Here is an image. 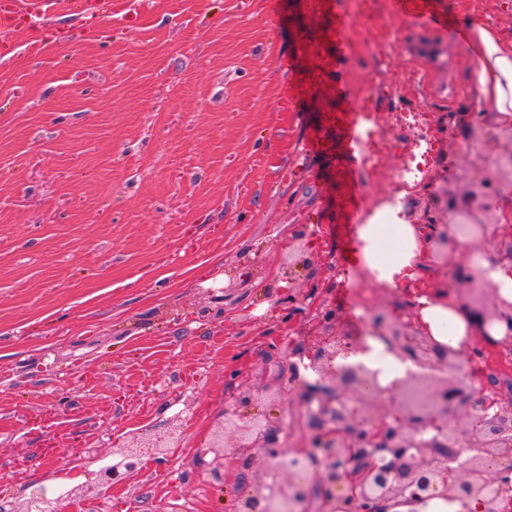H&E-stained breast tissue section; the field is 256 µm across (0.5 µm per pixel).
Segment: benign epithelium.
<instances>
[{
    "label": "benign epithelium",
    "instance_id": "1",
    "mask_svg": "<svg viewBox=\"0 0 512 512\" xmlns=\"http://www.w3.org/2000/svg\"><path fill=\"white\" fill-rule=\"evenodd\" d=\"M481 168L490 174L512 169V152L483 156ZM502 197L500 182L489 176L478 193L457 205L461 220L432 224L426 219L419 228L428 235L429 257H448L450 244L464 248L465 261L448 267L454 308L480 346L511 352L512 301L494 288L474 287L486 274L478 258L512 263V242L494 257L484 248L494 229L512 224L511 215L496 210L493 220H482ZM495 326L501 331L498 337L490 334ZM370 333L384 340L395 358L424 373L411 371L406 379L381 387L373 369L349 361L368 352L364 337L345 335L332 314H322L319 343L295 349L307 359L304 368L317 375L305 386L311 448L284 447L274 410L261 416L244 412L261 401H281V392L258 389L238 396L236 409L226 412L223 429L234 436V445L226 448L222 440L215 444L224 466L245 475L259 459L277 470L286 457L288 481L238 483L235 512H302L315 494L330 505V512H389L397 505L425 512L434 499L457 502L462 512H503L506 494L512 491V403L502 399L497 385L475 388L461 377V363L474 349H457L431 336L421 321L416 294L409 292L401 316L376 318ZM407 386L413 387V397L401 407L393 395ZM457 408L466 415L461 429L448 423V412ZM146 449L165 453L153 443L112 449L119 461L102 469L103 491L135 471Z\"/></svg>",
    "mask_w": 512,
    "mask_h": 512
}]
</instances>
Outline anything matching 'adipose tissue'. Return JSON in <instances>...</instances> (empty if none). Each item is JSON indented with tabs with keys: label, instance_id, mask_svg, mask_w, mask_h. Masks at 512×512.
Segmentation results:
<instances>
[{
	"label": "adipose tissue",
	"instance_id": "ef3b65f1",
	"mask_svg": "<svg viewBox=\"0 0 512 512\" xmlns=\"http://www.w3.org/2000/svg\"><path fill=\"white\" fill-rule=\"evenodd\" d=\"M471 36L479 52L476 107L490 113L497 123L507 124L512 120V39L502 37L482 22L472 24ZM359 234L365 243L363 263L374 273L377 282L392 288L402 285L419 258L416 227L398 218L395 211L383 209L374 211L361 225ZM386 237L394 243L387 253L380 248ZM421 317L437 341L455 348L470 343L468 325L456 313L451 300L427 304Z\"/></svg>",
	"mask_w": 512,
	"mask_h": 512
}]
</instances>
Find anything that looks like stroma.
Masks as SVG:
<instances>
[{
	"mask_svg": "<svg viewBox=\"0 0 512 512\" xmlns=\"http://www.w3.org/2000/svg\"><path fill=\"white\" fill-rule=\"evenodd\" d=\"M348 49L329 37L336 11L311 0H112V20L59 10L7 33L0 55V505L31 490L73 512H232L234 474L216 479L206 449L239 393L284 392L288 447L304 448L291 345L318 341L314 316L336 311L349 335L391 310L360 260L358 229L393 188L414 128L437 130L426 186L408 220L478 192V153L512 150L502 130L464 132L475 112V57L453 43L455 100L411 86L423 62L411 15L482 21L512 37V0H379ZM378 39L391 53L373 58ZM375 95L386 136L354 160L335 88ZM318 147L307 151L308 139ZM312 232L291 295L272 271ZM177 420L176 438L168 424ZM146 437L166 447L98 493L112 451ZM176 489H169V478Z\"/></svg>",
	"mask_w": 512,
	"mask_h": 512,
	"instance_id": "35a3bbf8",
	"label": "stroma"
}]
</instances>
